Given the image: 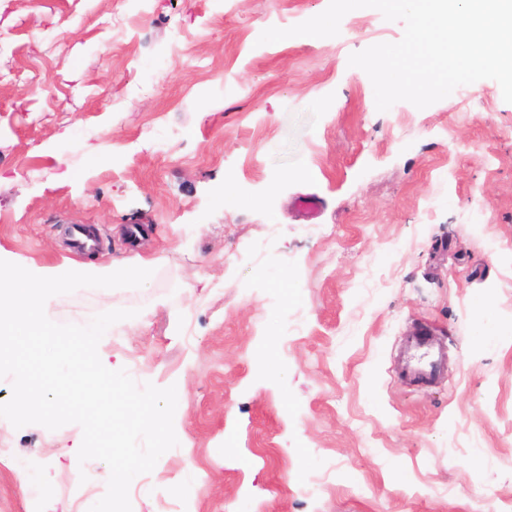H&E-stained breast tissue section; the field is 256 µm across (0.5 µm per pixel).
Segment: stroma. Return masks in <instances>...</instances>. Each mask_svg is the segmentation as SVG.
I'll use <instances>...</instances> for the list:
<instances>
[{"mask_svg": "<svg viewBox=\"0 0 512 512\" xmlns=\"http://www.w3.org/2000/svg\"><path fill=\"white\" fill-rule=\"evenodd\" d=\"M328 3L0 0V259L153 271L47 302L135 310L99 356L177 389L133 512H512V103L483 79L378 111L348 58L404 25L373 8L259 44ZM421 328L448 373L409 385ZM81 437L0 418V512L101 499ZM68 236L71 248L79 253H88L97 249L100 239L95 232L89 230L85 224H71L68 226Z\"/></svg>", "mask_w": 512, "mask_h": 512, "instance_id": "obj_1", "label": "stroma"}]
</instances>
